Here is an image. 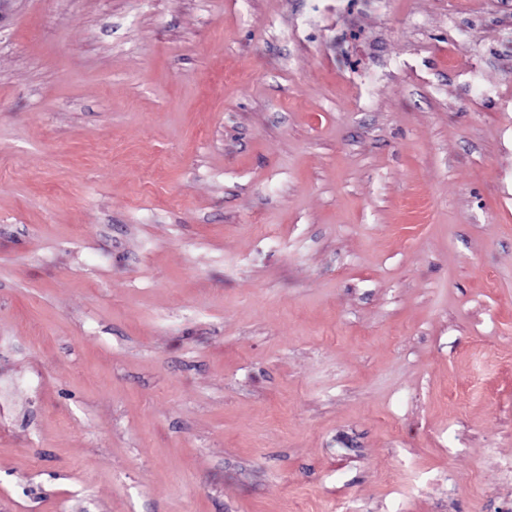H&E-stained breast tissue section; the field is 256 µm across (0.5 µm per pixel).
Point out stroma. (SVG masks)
I'll return each instance as SVG.
<instances>
[{"instance_id": "35a3bbf8", "label": "stroma", "mask_w": 512, "mask_h": 512, "mask_svg": "<svg viewBox=\"0 0 512 512\" xmlns=\"http://www.w3.org/2000/svg\"><path fill=\"white\" fill-rule=\"evenodd\" d=\"M0 512H512V0H0Z\"/></svg>"}]
</instances>
